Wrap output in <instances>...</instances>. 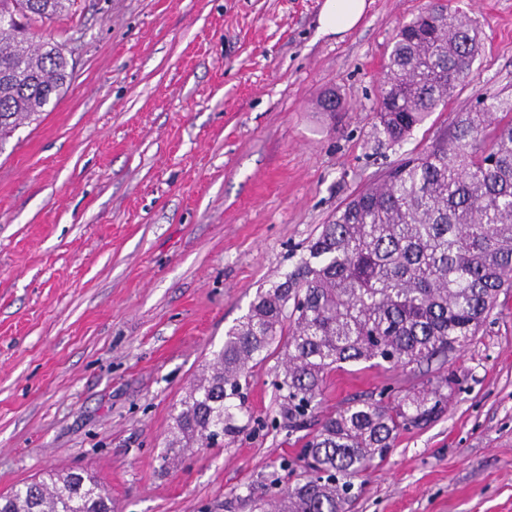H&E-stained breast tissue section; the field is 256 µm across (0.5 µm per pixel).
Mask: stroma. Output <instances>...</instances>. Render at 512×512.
I'll return each instance as SVG.
<instances>
[{"instance_id":"stroma-1","label":"stroma","mask_w":512,"mask_h":512,"mask_svg":"<svg viewBox=\"0 0 512 512\" xmlns=\"http://www.w3.org/2000/svg\"><path fill=\"white\" fill-rule=\"evenodd\" d=\"M323 0H75L37 27L73 66L0 149V493L97 476L112 512H256L301 446L253 366L252 418L165 465L180 402L253 301L347 199L428 149L485 93L512 98V0H452L483 48L401 145L377 128L398 26L426 0H368L341 36ZM337 91L345 111L314 109ZM448 410L354 478L351 512H512V288L450 359ZM425 368L347 364L322 414Z\"/></svg>"}]
</instances>
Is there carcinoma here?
Here are the masks:
<instances>
[{
	"label": "carcinoma",
	"mask_w": 512,
	"mask_h": 512,
	"mask_svg": "<svg viewBox=\"0 0 512 512\" xmlns=\"http://www.w3.org/2000/svg\"><path fill=\"white\" fill-rule=\"evenodd\" d=\"M71 0H0V150L36 119L70 79L62 48L37 44L31 24L52 20ZM482 38L466 13L431 0L399 27L382 67L376 118L393 144L448 104L480 56ZM341 112L336 94L316 102ZM512 112L497 95L456 114L452 131L389 168L355 194L304 247L292 269L257 292L225 334L208 375L181 401L170 448L217 445L242 430V380L284 349L273 387L290 427L302 430L322 405L327 375L346 363L444 367L475 336L498 292L512 288ZM493 134H487L489 127ZM452 381L359 398L324 416L288 468L300 481L279 487L275 512H347L352 479L382 462L402 431L446 410ZM0 512H112L89 474L48 472L0 494Z\"/></svg>",
	"instance_id": "carcinoma-1"
}]
</instances>
